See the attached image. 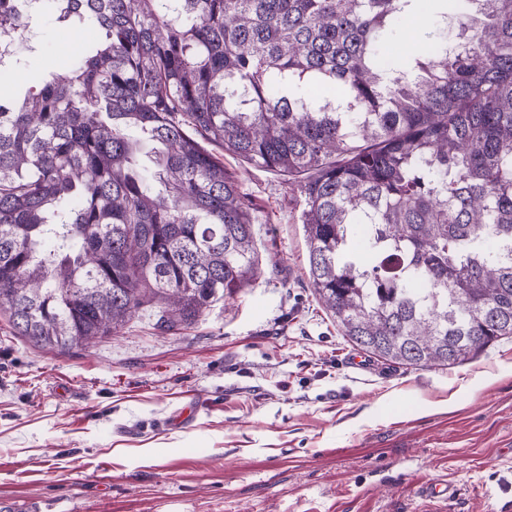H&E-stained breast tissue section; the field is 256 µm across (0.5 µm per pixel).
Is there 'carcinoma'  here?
Returning <instances> with one entry per match:
<instances>
[{
  "mask_svg": "<svg viewBox=\"0 0 512 512\" xmlns=\"http://www.w3.org/2000/svg\"><path fill=\"white\" fill-rule=\"evenodd\" d=\"M0 0V33L29 28ZM99 31L0 82V313L65 354L144 307L173 331L261 274L206 141L294 185L344 336L453 367L512 339V0H41ZM424 14L414 53L387 52Z\"/></svg>",
  "mask_w": 512,
  "mask_h": 512,
  "instance_id": "obj_1",
  "label": "carcinoma"
}]
</instances>
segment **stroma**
I'll return each instance as SVG.
<instances>
[{
	"instance_id": "1",
	"label": "stroma",
	"mask_w": 512,
	"mask_h": 512,
	"mask_svg": "<svg viewBox=\"0 0 512 512\" xmlns=\"http://www.w3.org/2000/svg\"><path fill=\"white\" fill-rule=\"evenodd\" d=\"M70 32L43 14L28 68ZM255 218L261 276L164 332L147 307L118 335L35 349L0 315V501L42 512H446L512 500V340L462 364L366 356L313 292L286 176L225 154ZM186 412L189 423L174 427ZM456 485L452 481H432L419 487L418 494L421 500L432 506L435 510H441L456 496Z\"/></svg>"
}]
</instances>
